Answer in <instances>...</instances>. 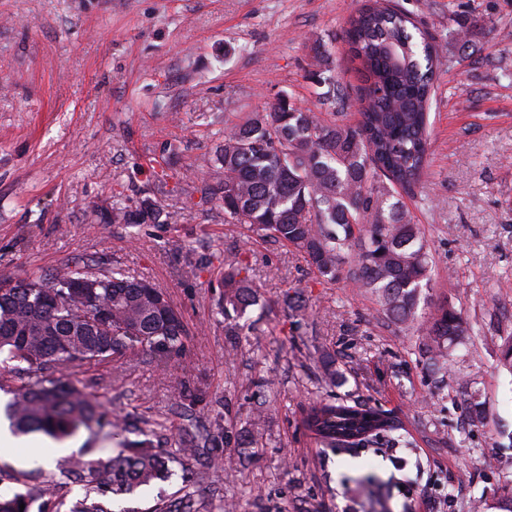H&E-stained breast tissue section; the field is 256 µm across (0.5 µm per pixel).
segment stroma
Wrapping results in <instances>:
<instances>
[{
  "instance_id": "obj_1",
  "label": "stroma",
  "mask_w": 512,
  "mask_h": 512,
  "mask_svg": "<svg viewBox=\"0 0 512 512\" xmlns=\"http://www.w3.org/2000/svg\"><path fill=\"white\" fill-rule=\"evenodd\" d=\"M439 47L427 164L405 203L421 225L433 281L420 304L451 301L473 324L445 374L432 372L416 331L384 319L375 297L317 278L294 248L226 221L178 179L200 168L225 120L288 98L320 110L312 77L325 48L360 118L359 63L345 37L362 0H0V276L48 273L103 257L166 292L191 334L181 355L119 368H62L128 431L162 417L174 454L165 482L113 497L114 512H152L191 497L197 512H362L357 476L384 482L390 512H470L493 503L512 460V374L499 362L512 334V0H394ZM469 26V49L456 45ZM168 175L157 193L153 171ZM133 209L147 197L175 224L90 223L114 189ZM249 265L259 300L224 333V263ZM301 292L292 312L288 294ZM336 380H322L321 354ZM318 398L377 407L408 448H320L302 424ZM257 445L243 434L256 411ZM483 421H473L475 411ZM214 445L184 456L181 440ZM40 433L0 455V493L56 479L39 498L69 512L84 495L60 480Z\"/></svg>"
}]
</instances>
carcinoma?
I'll use <instances>...</instances> for the list:
<instances>
[{"label":"carcinoma","mask_w":512,"mask_h":512,"mask_svg":"<svg viewBox=\"0 0 512 512\" xmlns=\"http://www.w3.org/2000/svg\"><path fill=\"white\" fill-rule=\"evenodd\" d=\"M346 41L360 61L364 87L361 119L346 121L347 99L332 77L313 72L327 86V114L284 99L225 126L224 141L206 164L220 193L180 182L208 204L219 196L224 217L304 254L317 275L347 280L375 295L388 321L417 327L430 365L446 363L474 327L451 302L418 313L430 287L432 261L421 225L397 190L415 194L428 155L429 109L438 49L413 19L384 0H365L351 16ZM170 219L156 201L136 210L114 208L98 215L106 224L156 223ZM90 288H75L76 281ZM218 307L224 317L256 304L247 270L224 264ZM190 330L168 295L103 258L65 263L48 274L0 277V391L12 395L5 413L15 432H43L54 439L80 428L112 435L97 399L53 376L60 367H94L151 354L178 355ZM305 428L324 448L390 446L410 441L394 436L386 413L366 404L317 400ZM155 431L128 441L106 463L84 461L75 473L84 497L69 512H110L99 497L130 494L171 476L170 456L154 445ZM359 486L371 506H384L379 480ZM36 495L0 496V512H31ZM25 508H20V504Z\"/></svg>","instance_id":"carcinoma-1"}]
</instances>
